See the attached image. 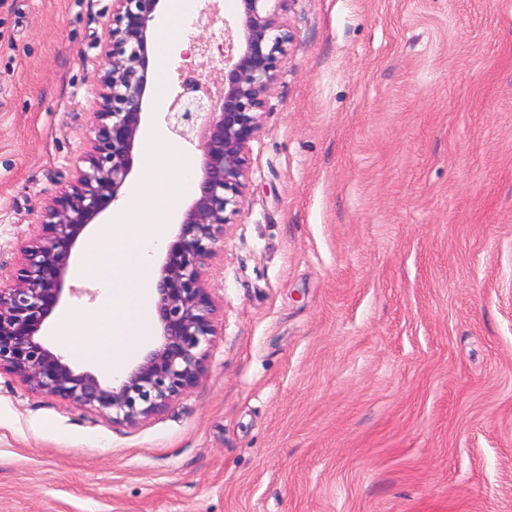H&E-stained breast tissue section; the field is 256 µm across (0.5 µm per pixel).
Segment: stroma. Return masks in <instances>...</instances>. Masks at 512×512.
Returning <instances> with one entry per match:
<instances>
[{"instance_id":"1","label":"stroma","mask_w":512,"mask_h":512,"mask_svg":"<svg viewBox=\"0 0 512 512\" xmlns=\"http://www.w3.org/2000/svg\"><path fill=\"white\" fill-rule=\"evenodd\" d=\"M168 96L241 20L194 0ZM112 0H0V285L87 147ZM208 275L202 382L136 427L0 374V512H512V0H288Z\"/></svg>"}]
</instances>
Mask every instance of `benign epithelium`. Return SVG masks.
Listing matches in <instances>:
<instances>
[{"mask_svg": "<svg viewBox=\"0 0 512 512\" xmlns=\"http://www.w3.org/2000/svg\"><path fill=\"white\" fill-rule=\"evenodd\" d=\"M163 0H112V20L96 78L98 109L71 182L42 207L41 234L19 250L14 283L0 287V373L36 395L78 404L114 425L134 427L201 382L206 346L217 333L220 303L207 269L224 253V226L241 211L250 148L261 131L267 96L293 35L282 20L285 0H241V28L224 22V86L207 97L178 94L166 121L193 141L199 128L202 177L178 232L154 273L160 343L123 377L102 382L76 371L41 340L63 299L73 249L84 229L121 198L132 171L150 81Z\"/></svg>", "mask_w": 512, "mask_h": 512, "instance_id": "7a95c632", "label": "benign epithelium"}]
</instances>
